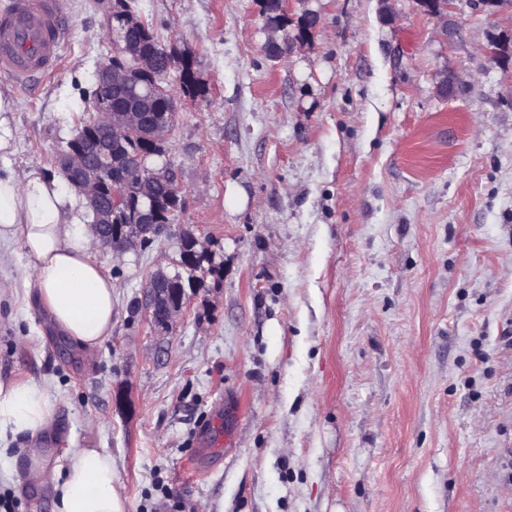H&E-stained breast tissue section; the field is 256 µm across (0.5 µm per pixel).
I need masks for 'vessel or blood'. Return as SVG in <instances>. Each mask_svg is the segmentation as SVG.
I'll list each match as a JSON object with an SVG mask.
<instances>
[{
  "mask_svg": "<svg viewBox=\"0 0 512 512\" xmlns=\"http://www.w3.org/2000/svg\"><path fill=\"white\" fill-rule=\"evenodd\" d=\"M67 0H7L0 7V73L33 85L62 60Z\"/></svg>",
  "mask_w": 512,
  "mask_h": 512,
  "instance_id": "1",
  "label": "vessel or blood"
}]
</instances>
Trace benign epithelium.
Segmentation results:
<instances>
[{
  "mask_svg": "<svg viewBox=\"0 0 512 512\" xmlns=\"http://www.w3.org/2000/svg\"><path fill=\"white\" fill-rule=\"evenodd\" d=\"M106 2L110 3L107 29L112 58L97 70L95 80L107 100L97 105L91 125L102 131L112 144V152L98 158L73 149L60 153L57 165L70 187L83 194L93 210L94 234L101 247L122 253L140 238L157 236L165 228L155 208L154 172H147L139 182L137 193L145 204L135 207L124 204L126 182L112 176L124 163L121 148L131 132L151 116L153 91L141 78L157 80L159 62L143 52L133 37L145 23L123 8L122 0ZM173 279L170 273L159 270L148 286L145 306L155 329L172 327L189 305V295H177L170 288Z\"/></svg>",
  "mask_w": 512,
  "mask_h": 512,
  "instance_id": "7a95c632",
  "label": "benign epithelium"
}]
</instances>
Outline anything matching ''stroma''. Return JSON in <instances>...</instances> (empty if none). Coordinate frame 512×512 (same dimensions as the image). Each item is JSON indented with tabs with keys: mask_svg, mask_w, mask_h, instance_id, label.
<instances>
[{
	"mask_svg": "<svg viewBox=\"0 0 512 512\" xmlns=\"http://www.w3.org/2000/svg\"><path fill=\"white\" fill-rule=\"evenodd\" d=\"M191 56L164 162L174 224L222 272L161 332L145 286L178 240L96 251L111 336L52 330L19 246L0 249V379L49 384L53 426L14 444L7 512H52L28 477L103 448L125 512H512V0H290L292 53L262 0H134ZM62 65L15 101L14 170L55 173L112 56L101 0H70ZM454 36H446L445 24ZM457 76L454 93L439 89Z\"/></svg>",
	"mask_w": 512,
	"mask_h": 512,
	"instance_id": "1",
	"label": "stroma"
}]
</instances>
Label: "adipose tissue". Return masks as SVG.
Masks as SVG:
<instances>
[{
    "mask_svg": "<svg viewBox=\"0 0 512 512\" xmlns=\"http://www.w3.org/2000/svg\"><path fill=\"white\" fill-rule=\"evenodd\" d=\"M90 220L83 198L65 192L60 176L36 166L0 170V245L21 242L54 326L92 351L112 332L113 299L112 278L92 257ZM55 418L47 385L0 382V463L12 461L18 436L48 430ZM29 476L51 485L52 512H124L112 456L104 449H75L65 465L51 468L33 456Z\"/></svg>",
    "mask_w": 512,
    "mask_h": 512,
    "instance_id": "ef3b65f1",
    "label": "adipose tissue"
}]
</instances>
